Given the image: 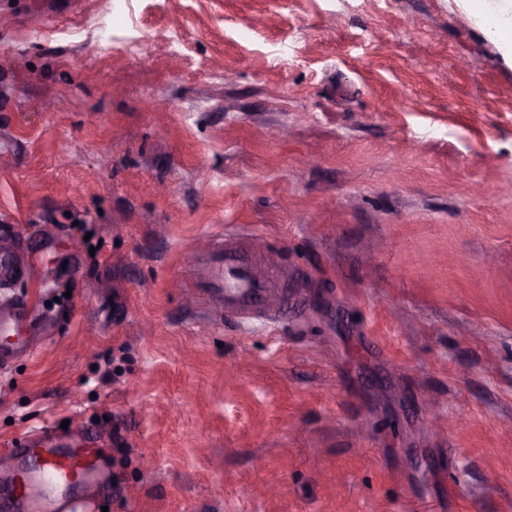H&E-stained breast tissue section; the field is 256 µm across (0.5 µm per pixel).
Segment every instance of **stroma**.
I'll list each match as a JSON object with an SVG mask.
<instances>
[{
  "instance_id": "obj_1",
  "label": "stroma",
  "mask_w": 512,
  "mask_h": 512,
  "mask_svg": "<svg viewBox=\"0 0 512 512\" xmlns=\"http://www.w3.org/2000/svg\"><path fill=\"white\" fill-rule=\"evenodd\" d=\"M0 0V457L107 440L77 512H512V63L455 0ZM235 232L281 318L214 316ZM456 494H449V486ZM31 322L29 303L24 299L15 300L7 306L5 312L0 313V338L3 339L0 363L3 364L14 355L31 352L28 345ZM6 343L10 345V349L4 351Z\"/></svg>"
}]
</instances>
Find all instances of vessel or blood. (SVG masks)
Returning a JSON list of instances; mask_svg holds the SVG:
<instances>
[{"mask_svg": "<svg viewBox=\"0 0 512 512\" xmlns=\"http://www.w3.org/2000/svg\"><path fill=\"white\" fill-rule=\"evenodd\" d=\"M203 281L204 293L217 312L230 311L243 319L276 318L279 301L267 279L250 263L236 238L211 236ZM31 328L29 304L19 299L0 313V363L28 352ZM23 453L33 463L21 472L20 483L30 488L33 482L45 484L50 497V512H69L68 491L77 483L103 480L108 472V458L101 445L89 443L70 448H54L31 443Z\"/></svg>", "mask_w": 512, "mask_h": 512, "instance_id": "1", "label": "vessel or blood"}]
</instances>
